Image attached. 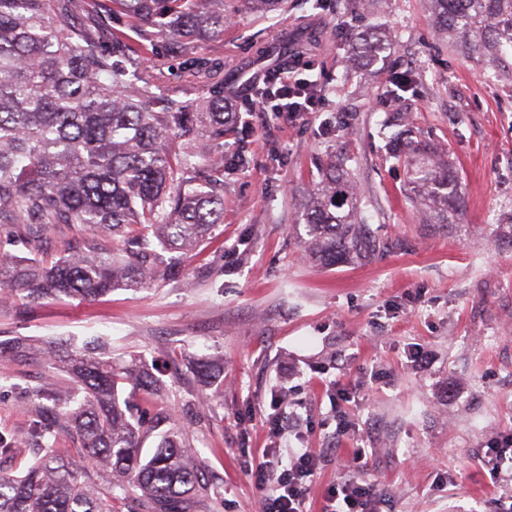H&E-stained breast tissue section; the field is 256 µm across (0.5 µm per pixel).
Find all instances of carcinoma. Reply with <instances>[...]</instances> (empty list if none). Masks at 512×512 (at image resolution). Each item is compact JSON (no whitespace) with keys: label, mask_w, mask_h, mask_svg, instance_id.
<instances>
[{"label":"carcinoma","mask_w":512,"mask_h":512,"mask_svg":"<svg viewBox=\"0 0 512 512\" xmlns=\"http://www.w3.org/2000/svg\"><path fill=\"white\" fill-rule=\"evenodd\" d=\"M114 10L188 53L224 33V0H111ZM439 30L461 37L500 76L512 78V0H431ZM99 0H0V220L25 225L31 256L0 259V288L25 307L39 299L92 298L116 287L148 288L175 273L163 252L192 247L220 223L224 155L219 143L234 131L225 100L239 78L211 80L198 62L188 75L207 78L202 111L175 91L159 92L161 74L147 67L109 27ZM415 154L411 183L427 210L457 212L463 197L453 172L437 173L411 130L393 134L390 157ZM343 165H332L307 207L308 250L326 265L380 243ZM56 224H85L118 248L74 251L48 266L38 254ZM36 356L66 368L69 386L52 382L33 393L37 420L26 446L0 437V460L31 451L20 475L0 469V512H187L209 488L183 434L164 435L147 460L139 456L145 422L121 399L124 386L153 391L160 383L146 364H120L103 340L47 351L20 337L0 340V368L13 357ZM215 382L220 367L195 363ZM80 448L63 456L56 438Z\"/></svg>","instance_id":"carcinoma-1"}]
</instances>
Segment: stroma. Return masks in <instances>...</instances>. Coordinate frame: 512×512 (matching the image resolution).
I'll use <instances>...</instances> for the list:
<instances>
[{
    "mask_svg": "<svg viewBox=\"0 0 512 512\" xmlns=\"http://www.w3.org/2000/svg\"><path fill=\"white\" fill-rule=\"evenodd\" d=\"M224 8L233 24L188 58L130 20L112 27L190 101L206 93L187 77L190 60L252 87L269 71L256 60L261 42L316 32L301 58L325 86L323 110L264 124L251 100L235 99L238 129L215 150L249 162L226 171L223 221L182 254L181 277L90 302L44 299L25 314L0 305V339L102 336L113 357L153 365L166 389L133 395L154 425L141 454L171 430L186 433L213 489L193 512H262L250 468L274 440L271 420L288 413L301 419L300 446L323 455L311 512L351 469L373 485L378 512H512L485 455L512 433V81L442 40L429 0ZM376 33L390 38L383 59L349 54ZM405 71L416 83L394 96ZM396 118L451 162L465 189L447 223H426L406 161L387 155ZM333 160L352 172L385 249L324 266L305 249L304 198ZM48 238L40 258L49 265L96 241L80 224L56 225ZM213 356L224 363L220 386L191 369ZM51 374L66 379L40 359L11 364L0 381L1 436L27 432L29 394Z\"/></svg>",
    "mask_w": 512,
    "mask_h": 512,
    "instance_id": "1",
    "label": "stroma"
}]
</instances>
